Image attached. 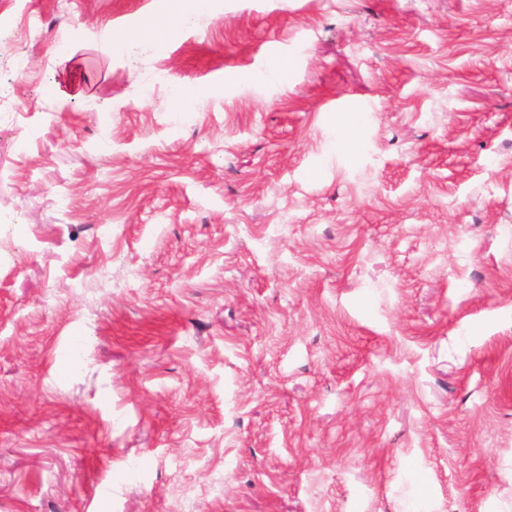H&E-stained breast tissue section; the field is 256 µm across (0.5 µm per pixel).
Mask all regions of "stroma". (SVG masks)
Returning a JSON list of instances; mask_svg holds the SVG:
<instances>
[{"mask_svg":"<svg viewBox=\"0 0 512 512\" xmlns=\"http://www.w3.org/2000/svg\"><path fill=\"white\" fill-rule=\"evenodd\" d=\"M184 5L0 9V512H512V0Z\"/></svg>","mask_w":512,"mask_h":512,"instance_id":"35a3bbf8","label":"stroma"}]
</instances>
